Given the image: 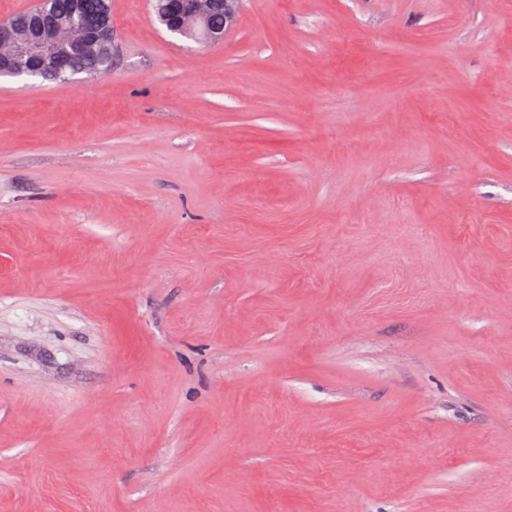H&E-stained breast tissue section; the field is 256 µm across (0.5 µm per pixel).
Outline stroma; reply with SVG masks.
<instances>
[{"label": "stroma", "instance_id": "stroma-1", "mask_svg": "<svg viewBox=\"0 0 512 512\" xmlns=\"http://www.w3.org/2000/svg\"><path fill=\"white\" fill-rule=\"evenodd\" d=\"M112 49L0 78V512H512V0Z\"/></svg>", "mask_w": 512, "mask_h": 512}]
</instances>
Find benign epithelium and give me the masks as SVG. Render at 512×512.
Returning <instances> with one entry per match:
<instances>
[{"instance_id": "1", "label": "benign epithelium", "mask_w": 512, "mask_h": 512, "mask_svg": "<svg viewBox=\"0 0 512 512\" xmlns=\"http://www.w3.org/2000/svg\"><path fill=\"white\" fill-rule=\"evenodd\" d=\"M44 6L27 20L0 19V77H28L57 70L70 50L95 54L112 39V0H100L92 22L81 18L83 0H72V12L60 17ZM240 0H164L158 6L161 26L176 38L200 45L223 41L238 21ZM224 14V29L210 24L214 13Z\"/></svg>"}]
</instances>
